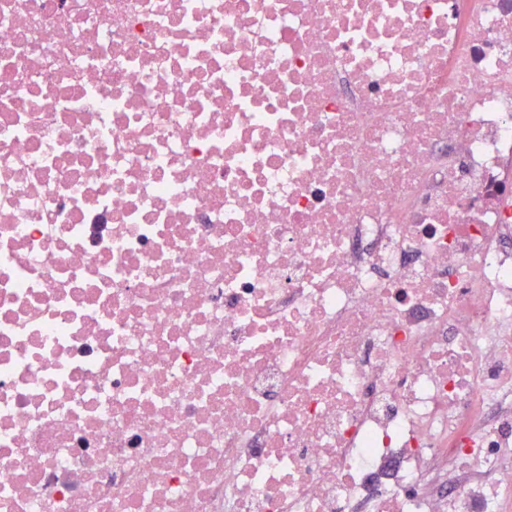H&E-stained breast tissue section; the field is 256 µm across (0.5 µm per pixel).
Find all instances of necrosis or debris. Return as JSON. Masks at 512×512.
Listing matches in <instances>:
<instances>
[{"label": "necrosis or debris", "mask_w": 512, "mask_h": 512, "mask_svg": "<svg viewBox=\"0 0 512 512\" xmlns=\"http://www.w3.org/2000/svg\"><path fill=\"white\" fill-rule=\"evenodd\" d=\"M0 512H512V0H0Z\"/></svg>", "instance_id": "1"}]
</instances>
